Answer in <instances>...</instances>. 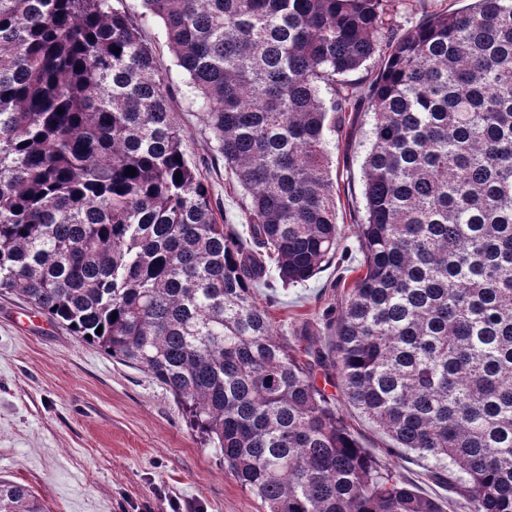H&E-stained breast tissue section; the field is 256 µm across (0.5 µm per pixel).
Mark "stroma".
<instances>
[{"mask_svg": "<svg viewBox=\"0 0 512 512\" xmlns=\"http://www.w3.org/2000/svg\"><path fill=\"white\" fill-rule=\"evenodd\" d=\"M172 108L186 158L205 177L226 222L245 231L242 192L216 159L201 116L178 92ZM367 131L361 122L348 126L331 153L342 259L302 284L259 291L271 301L278 335L303 332L325 343L342 278L362 259L357 224ZM339 411L380 463L431 497L451 498L427 460L389 453L378 427L348 405ZM0 476L26 485L49 512H263L159 382L50 322L13 292L0 294Z\"/></svg>", "mask_w": 512, "mask_h": 512, "instance_id": "stroma-1", "label": "stroma"}]
</instances>
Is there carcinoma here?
<instances>
[{"mask_svg": "<svg viewBox=\"0 0 512 512\" xmlns=\"http://www.w3.org/2000/svg\"><path fill=\"white\" fill-rule=\"evenodd\" d=\"M396 2L0 0V290L163 385L265 512L447 509L364 451L313 354L392 447L512 512V0L404 33ZM155 20L246 238L181 149ZM348 112L371 119L362 261L314 353L257 292L336 261ZM0 512L47 508L0 479ZM142 37L146 43L153 49L157 64L161 69H170L175 73V60L169 48L161 35L160 27L153 23L142 28Z\"/></svg>", "mask_w": 512, "mask_h": 512, "instance_id": "carcinoma-1", "label": "carcinoma"}]
</instances>
